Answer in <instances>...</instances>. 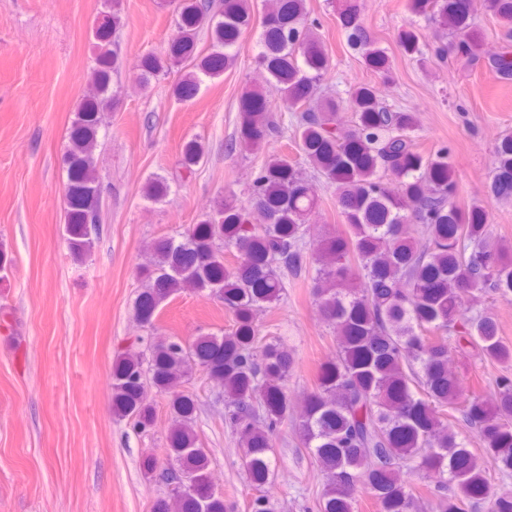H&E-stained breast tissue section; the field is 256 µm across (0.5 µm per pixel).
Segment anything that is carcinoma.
Here are the masks:
<instances>
[{
  "label": "carcinoma",
  "mask_w": 512,
  "mask_h": 512,
  "mask_svg": "<svg viewBox=\"0 0 512 512\" xmlns=\"http://www.w3.org/2000/svg\"><path fill=\"white\" fill-rule=\"evenodd\" d=\"M259 10L260 84L242 92L238 135L226 150L267 154L247 200L229 194L186 231L149 245L133 307L138 325L151 328L170 296L207 293L224 303L230 328L153 337L146 351L126 349L112 362L117 419L145 431L155 421L154 397L168 398L167 461L148 455L142 463L145 477L164 488L152 512H237L212 487L213 460L197 431L198 401L182 389L196 371L224 398V425L243 449L254 490L249 512H278L269 487L298 352L275 332L260 335L258 321L301 277L335 341L294 425L299 446L324 477L319 512H355L360 489L377 512H427L433 499L440 512H512V489L495 487L512 478V376L506 372L512 345L498 335L496 318L475 308L487 295L512 301V244L494 235L485 205L457 202L448 147L424 152L415 113L381 101L374 86L357 85L341 97L325 85L334 64L306 0H181L178 34L162 53L140 60L142 82L179 67L174 95L195 99L205 80L235 66L239 42ZM409 10L413 19L398 35L406 54L421 58L429 51L443 60L451 51L467 63L479 60L472 17L494 16L504 29V51L489 66L512 80V0H409ZM418 18L437 25L427 49L415 30ZM337 24L365 65L390 79L389 56L353 0H341ZM120 25L119 0H112L94 33L91 85L74 113L65 154V232L77 258L90 253V225L100 223L94 153L101 114L117 96L112 72ZM202 36L210 42L206 54L199 50ZM271 94L288 100L290 116L274 114ZM342 110L350 114L346 122ZM288 137L296 157L271 148ZM204 156L200 142H187L181 168L193 173ZM319 183L336 198L341 226L326 225L313 238ZM170 190L169 178L155 175L144 197L161 203ZM489 193L512 199V132L495 144ZM451 349L505 372L466 387L448 372ZM428 474L437 481L425 490L415 480Z\"/></svg>",
  "instance_id": "cac0c4a2"
}]
</instances>
